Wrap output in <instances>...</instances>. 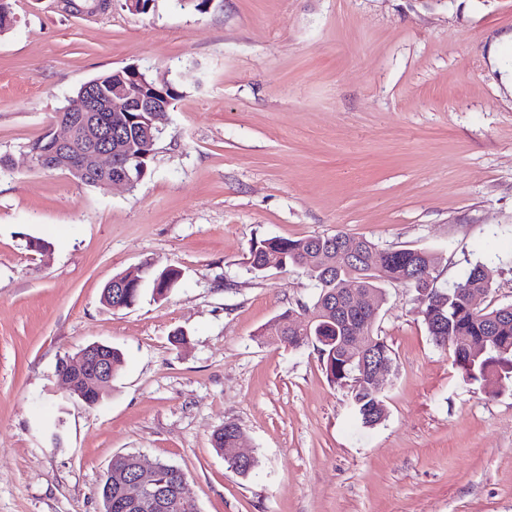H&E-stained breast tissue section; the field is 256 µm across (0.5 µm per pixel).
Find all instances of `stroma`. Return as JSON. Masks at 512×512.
Here are the masks:
<instances>
[{"label": "stroma", "instance_id": "stroma-1", "mask_svg": "<svg viewBox=\"0 0 512 512\" xmlns=\"http://www.w3.org/2000/svg\"><path fill=\"white\" fill-rule=\"evenodd\" d=\"M0 33V512H102L114 455L171 463L200 512H512V381L464 380L413 289L374 330L395 378L362 426L313 346L258 333L316 293L258 277L252 240L344 232L439 261L438 287L495 270L512 302V0H153L135 14L10 0ZM166 73L181 96L134 188L81 185L28 146L112 70ZM50 245L31 251L29 239ZM172 266L167 298L101 302L118 273ZM94 342L123 368L89 407L57 373ZM258 465L213 447L225 421ZM243 437L244 432L240 425L230 420L225 421L224 426L214 432L212 443L213 447L224 456V461L230 470L242 477H247L254 471L258 461L238 448V441ZM237 448L241 459L248 458L246 461L238 457Z\"/></svg>", "mask_w": 512, "mask_h": 512}]
</instances>
